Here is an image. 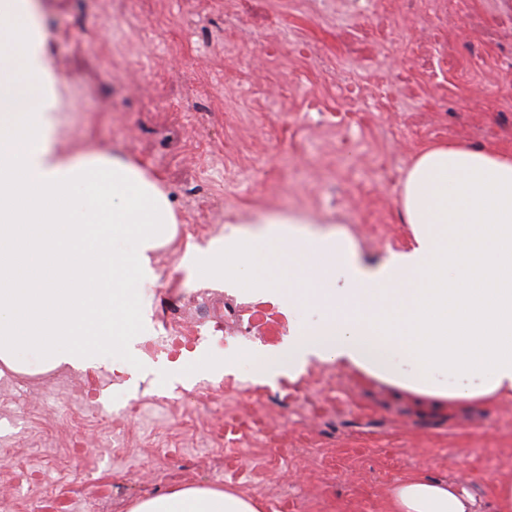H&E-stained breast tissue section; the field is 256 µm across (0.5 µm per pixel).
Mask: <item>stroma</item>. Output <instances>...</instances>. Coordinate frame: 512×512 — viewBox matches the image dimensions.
<instances>
[{
  "mask_svg": "<svg viewBox=\"0 0 512 512\" xmlns=\"http://www.w3.org/2000/svg\"><path fill=\"white\" fill-rule=\"evenodd\" d=\"M65 83L66 153L132 161L165 191L174 238L142 289L149 336L99 365H0V512H130L183 488L235 490L263 512H386L419 474L459 480L500 512L512 482V398L445 411L338 364L261 374L324 314L182 265L262 219L351 242L369 264L404 249L400 183L436 143L512 150V0H45ZM250 335L223 343L225 328ZM134 404L135 413L125 411ZM279 434L240 435L231 412Z\"/></svg>",
  "mask_w": 512,
  "mask_h": 512,
  "instance_id": "1",
  "label": "stroma"
}]
</instances>
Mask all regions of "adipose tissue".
Returning a JSON list of instances; mask_svg holds the SVG:
<instances>
[{"label":"adipose tissue","instance_id":"obj_1","mask_svg":"<svg viewBox=\"0 0 512 512\" xmlns=\"http://www.w3.org/2000/svg\"><path fill=\"white\" fill-rule=\"evenodd\" d=\"M38 0H0V364L24 350L81 368L107 345L140 335L139 290L156 277L152 252L176 219L132 162L62 152V83L51 65ZM399 203L413 239L366 266L353 247L271 218L230 233L186 267L259 293L322 308L272 372L342 363L432 406L512 397V154L437 145L408 169ZM135 247L120 251L117 240ZM332 254L343 287L325 284ZM237 264L231 272L229 264ZM390 512H479L465 488L425 476L396 484ZM132 512H259L236 494L191 488L139 501Z\"/></svg>","mask_w":512,"mask_h":512}]
</instances>
